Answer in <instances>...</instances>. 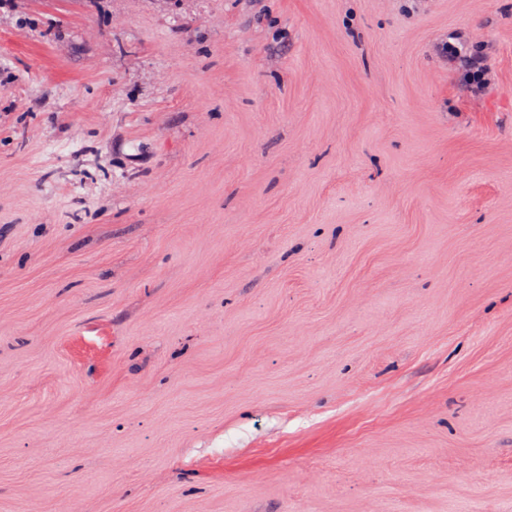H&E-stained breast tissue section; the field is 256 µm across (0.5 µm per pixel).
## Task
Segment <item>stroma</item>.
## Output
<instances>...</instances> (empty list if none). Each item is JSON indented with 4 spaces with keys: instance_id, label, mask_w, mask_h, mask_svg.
I'll return each mask as SVG.
<instances>
[{
    "instance_id": "obj_1",
    "label": "stroma",
    "mask_w": 512,
    "mask_h": 512,
    "mask_svg": "<svg viewBox=\"0 0 512 512\" xmlns=\"http://www.w3.org/2000/svg\"><path fill=\"white\" fill-rule=\"evenodd\" d=\"M33 504L512 512V0L0 9V512ZM448 44L454 46L455 49H452ZM430 51L444 68H448V73L453 76L459 71L464 72L469 69L480 70L482 73L487 70L485 57L468 54L465 51L464 42L459 36H452L446 40L434 42Z\"/></svg>"
}]
</instances>
